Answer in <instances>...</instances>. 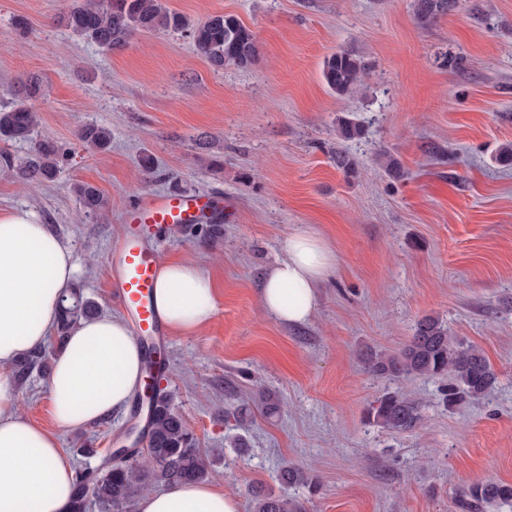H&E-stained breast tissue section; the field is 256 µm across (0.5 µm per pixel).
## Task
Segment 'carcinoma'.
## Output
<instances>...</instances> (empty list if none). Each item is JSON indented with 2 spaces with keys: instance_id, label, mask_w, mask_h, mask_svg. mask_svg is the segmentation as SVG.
Masks as SVG:
<instances>
[{
  "instance_id": "carcinoma-1",
  "label": "carcinoma",
  "mask_w": 512,
  "mask_h": 512,
  "mask_svg": "<svg viewBox=\"0 0 512 512\" xmlns=\"http://www.w3.org/2000/svg\"><path fill=\"white\" fill-rule=\"evenodd\" d=\"M456 3L457 0H415L417 24L422 28L432 26L454 10ZM61 23L105 50L122 46L137 31L162 29L186 34L194 51L217 67L232 64L248 69L258 57L254 32L235 16L217 14L202 23H193L167 7L164 0H72ZM367 71L368 66L361 57L339 51L324 60L322 76L332 93L345 97L356 93L363 85ZM33 91L35 87H28L24 95L0 108V140L31 144L24 163L16 166L7 156L3 157V162L20 178L42 183L53 180L59 173L60 152L50 138H32L39 125L38 114L27 103ZM80 138L87 146L104 151L110 145L111 132L92 125L82 130ZM77 195L85 213L99 212L102 197L96 187L82 183L77 186ZM93 314L92 302L83 299L79 292H72L61 303L58 338L66 336L72 326ZM362 360L365 369L375 375L450 376L451 383L444 392L445 403L450 407L479 399L496 380L494 370L479 349L450 335L438 319L430 316L418 321L413 335L398 354L382 356L366 352ZM43 363L44 356L39 350L24 356L16 363L15 378L19 382L26 381ZM149 407L152 427L146 436L145 456H136L129 462H109L88 482L78 478L71 512H88L93 506L98 512H115L154 485L171 487L206 476L208 459L174 407L170 394L163 391L154 395ZM368 419L390 430L410 431L421 419V403L408 395L388 393L376 400ZM280 480L286 486L313 482L308 472L293 465L282 469ZM496 501H512V484L482 481L471 484L462 494L464 506ZM254 512H304V506L285 495L258 494Z\"/></svg>"
}]
</instances>
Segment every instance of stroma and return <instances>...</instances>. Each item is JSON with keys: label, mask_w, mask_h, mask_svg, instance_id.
I'll return each mask as SVG.
<instances>
[{"label": "stroma", "mask_w": 512, "mask_h": 512, "mask_svg": "<svg viewBox=\"0 0 512 512\" xmlns=\"http://www.w3.org/2000/svg\"><path fill=\"white\" fill-rule=\"evenodd\" d=\"M70 2L0 0V106L38 78L37 133L64 152L45 184L0 168V210L34 212L71 247L97 314L121 315L109 261L129 203L176 190L231 202L230 222L147 237L161 259L193 257L216 288L210 323L169 331L161 350V386L210 461L208 483L240 512L259 489L307 512H464L463 488L512 483V165L497 159L512 144V0H459L427 29L414 0H167L194 22L226 14L249 27L259 59L248 69L213 67L164 30L101 50L60 24ZM339 50L369 65L350 98L322 77ZM343 118L362 138H340ZM89 124L111 130L109 149L79 141ZM340 150L355 174L337 169ZM387 154L400 177L384 170ZM78 183L99 189V214L83 212ZM301 228L329 243L336 266L311 318L292 325L263 310L261 281ZM426 316L491 364L480 400L451 410L447 378L365 370L362 352L398 353ZM48 377L34 370L16 391L25 416L51 430ZM388 392L422 401L413 430L368 422ZM242 404L243 425L226 415ZM129 419L123 409L60 431L63 448L91 450L76 469L101 468L126 444ZM289 464L315 486L284 487Z\"/></svg>", "instance_id": "1"}]
</instances>
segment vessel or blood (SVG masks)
<instances>
[{
    "label": "vessel or blood",
    "mask_w": 512,
    "mask_h": 512,
    "mask_svg": "<svg viewBox=\"0 0 512 512\" xmlns=\"http://www.w3.org/2000/svg\"><path fill=\"white\" fill-rule=\"evenodd\" d=\"M224 210L220 196L192 191L170 192L128 207V234L112 256V295L132 316L133 334L148 351H156L167 331L154 306V286L160 259L144 246L138 233L146 226L161 233L175 226L219 219Z\"/></svg>",
    "instance_id": "vessel-or-blood-1"
}]
</instances>
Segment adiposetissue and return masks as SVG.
<instances>
[{
  "mask_svg": "<svg viewBox=\"0 0 512 512\" xmlns=\"http://www.w3.org/2000/svg\"><path fill=\"white\" fill-rule=\"evenodd\" d=\"M284 255L261 289L263 309L300 324L316 306V289L336 255L313 230L288 235ZM73 252L31 212L0 211V512H67L76 471L53 432L23 415L12 365L42 347L72 288ZM154 302L177 332H196L214 314L211 280L191 259L159 265ZM142 351L126 320H81L65 338L47 383L57 427L74 429L124 408L142 383ZM136 512H240L236 497L206 481L144 493Z\"/></svg>",
  "mask_w": 512,
  "mask_h": 512,
  "instance_id": "1",
  "label": "adipose tissue"
}]
</instances>
